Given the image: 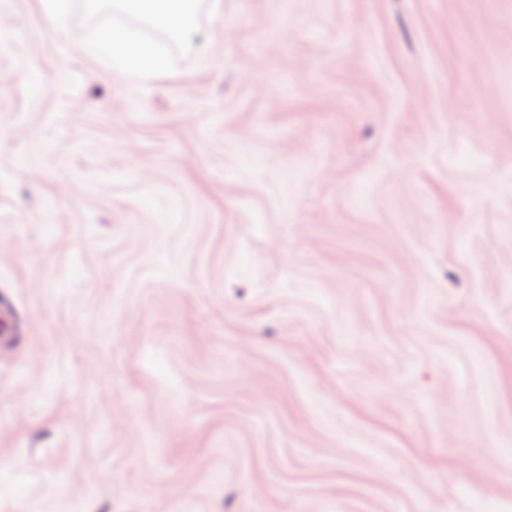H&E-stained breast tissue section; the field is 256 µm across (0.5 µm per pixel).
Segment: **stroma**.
<instances>
[{"label": "stroma", "instance_id": "1", "mask_svg": "<svg viewBox=\"0 0 512 512\" xmlns=\"http://www.w3.org/2000/svg\"><path fill=\"white\" fill-rule=\"evenodd\" d=\"M0 0V512H512V0ZM39 22L58 31L67 29L70 0H40ZM92 10L111 2L113 12L158 29L168 42L184 43L196 24L199 0H88ZM82 52L105 61L115 80L148 78L169 67L166 46L145 39L134 25H112L99 28L86 42Z\"/></svg>", "mask_w": 512, "mask_h": 512}]
</instances>
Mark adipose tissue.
I'll list each match as a JSON object with an SVG mask.
<instances>
[{
  "label": "adipose tissue",
  "mask_w": 512,
  "mask_h": 512,
  "mask_svg": "<svg viewBox=\"0 0 512 512\" xmlns=\"http://www.w3.org/2000/svg\"><path fill=\"white\" fill-rule=\"evenodd\" d=\"M199 0H112L113 11L132 17L129 25L99 28L84 55L105 61L114 79L147 78L169 66L166 42L184 43L196 24ZM158 29L164 42L145 39L140 24Z\"/></svg>",
  "instance_id": "ef3b65f1"
}]
</instances>
